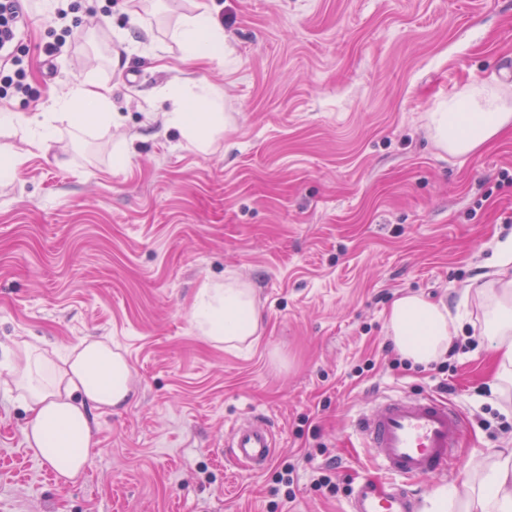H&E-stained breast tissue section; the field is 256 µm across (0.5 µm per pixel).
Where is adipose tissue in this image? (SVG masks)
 <instances>
[{
    "mask_svg": "<svg viewBox=\"0 0 512 512\" xmlns=\"http://www.w3.org/2000/svg\"><path fill=\"white\" fill-rule=\"evenodd\" d=\"M171 37L179 43L185 61L224 55V29L211 11L187 18ZM164 96L170 103L164 114L167 126L179 129L197 149H207L211 131L224 122L208 88L199 83L165 91ZM90 117L111 120L107 88L78 84L66 97L54 100L52 111L0 114L7 127L22 130L27 145L26 152L0 160V176H10L27 152L41 150L52 140L57 122L79 127ZM427 120L440 149L467 155L511 127L512 110L502 104L498 85L476 80L440 102ZM482 292L490 300L484 335L496 373L491 392L504 401L512 396V237L499 244L496 268L488 272ZM191 316L211 342L232 347L251 339L261 323L251 288L234 280L199 289ZM455 322L447 307L412 292L397 297L386 318L397 352L420 365L447 353ZM7 368L22 406L31 415L23 430L28 447L51 465L59 479L76 478L89 460L94 411L126 405L134 395L125 357L110 343L84 340L57 361L39 345L24 341L10 351ZM429 503L428 512H512V448L493 454L475 479L440 488Z\"/></svg>",
    "mask_w": 512,
    "mask_h": 512,
    "instance_id": "obj_1",
    "label": "adipose tissue"
}]
</instances>
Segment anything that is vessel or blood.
<instances>
[{
	"instance_id": "vessel-or-blood-1",
	"label": "vessel or blood",
	"mask_w": 512,
	"mask_h": 512,
	"mask_svg": "<svg viewBox=\"0 0 512 512\" xmlns=\"http://www.w3.org/2000/svg\"><path fill=\"white\" fill-rule=\"evenodd\" d=\"M373 459L393 482L382 486L366 480L357 485L349 512H416L418 500L410 480L442 471L463 433L461 418L448 401L434 396L382 398L356 421ZM270 421L253 417L234 425L225 447L242 468L263 471L276 448Z\"/></svg>"
}]
</instances>
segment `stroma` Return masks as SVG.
I'll return each mask as SVG.
<instances>
[{"label": "stroma", "instance_id": "35a3bbf8", "mask_svg": "<svg viewBox=\"0 0 512 512\" xmlns=\"http://www.w3.org/2000/svg\"><path fill=\"white\" fill-rule=\"evenodd\" d=\"M209 8L223 58L188 65L171 31ZM39 4L16 53L48 111L74 84L110 88V122L59 124L46 152L0 179V352L83 339L118 346L132 401L95 412L77 480L28 448V415L0 367V512H344L385 481L354 421L386 396L439 395L464 436L420 507L512 448L491 394L480 301L462 291L512 234V129L451 155L425 116L472 81L512 99V0H67ZM69 46L46 57L45 43ZM210 84L229 124L201 152L165 126L159 94ZM248 282V346L203 338L198 288ZM417 292L467 320L455 355L423 368L396 352L386 314ZM263 415L280 446L259 473L226 455L228 430ZM293 469L291 494H274ZM331 472L336 493L317 489Z\"/></svg>", "mask_w": 512, "mask_h": 512}]
</instances>
